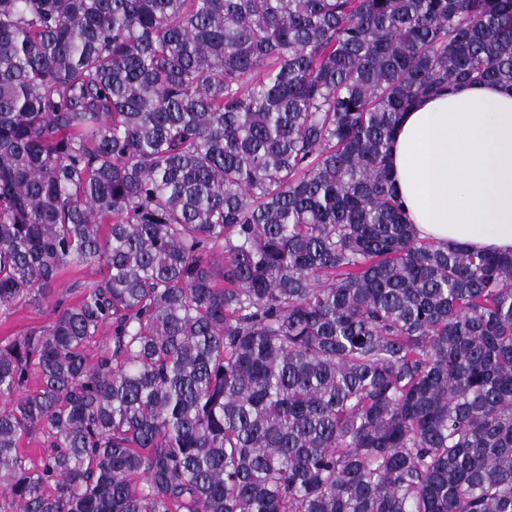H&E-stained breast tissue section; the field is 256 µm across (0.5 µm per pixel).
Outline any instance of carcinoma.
Returning a JSON list of instances; mask_svg holds the SVG:
<instances>
[{"label": "carcinoma", "mask_w": 512, "mask_h": 512, "mask_svg": "<svg viewBox=\"0 0 512 512\" xmlns=\"http://www.w3.org/2000/svg\"><path fill=\"white\" fill-rule=\"evenodd\" d=\"M484 81L512 0H0V309L106 268L0 343V512H512V253L388 168Z\"/></svg>", "instance_id": "1"}]
</instances>
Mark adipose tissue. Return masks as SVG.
<instances>
[{"label": "adipose tissue", "instance_id": "obj_1", "mask_svg": "<svg viewBox=\"0 0 512 512\" xmlns=\"http://www.w3.org/2000/svg\"><path fill=\"white\" fill-rule=\"evenodd\" d=\"M389 166L420 238L512 252V86L465 83L419 100Z\"/></svg>", "mask_w": 512, "mask_h": 512}]
</instances>
